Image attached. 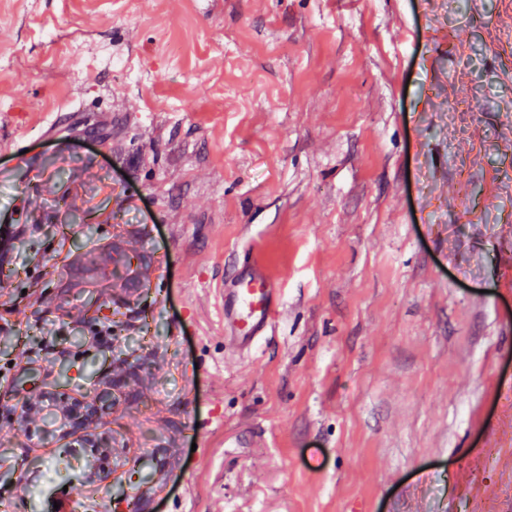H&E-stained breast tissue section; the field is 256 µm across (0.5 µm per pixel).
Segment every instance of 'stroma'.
I'll list each match as a JSON object with an SVG mask.
<instances>
[{"instance_id":"stroma-1","label":"stroma","mask_w":512,"mask_h":512,"mask_svg":"<svg viewBox=\"0 0 512 512\" xmlns=\"http://www.w3.org/2000/svg\"><path fill=\"white\" fill-rule=\"evenodd\" d=\"M0 224V512H512V0H0ZM222 288L224 341L240 353L252 354L281 320V288H275L260 266L227 274Z\"/></svg>"}]
</instances>
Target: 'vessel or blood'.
Returning a JSON list of instances; mask_svg holds the SVG:
<instances>
[{
	"mask_svg": "<svg viewBox=\"0 0 512 512\" xmlns=\"http://www.w3.org/2000/svg\"><path fill=\"white\" fill-rule=\"evenodd\" d=\"M220 298L224 339L245 354L273 333L282 316V292L258 266L226 275Z\"/></svg>",
	"mask_w": 512,
	"mask_h": 512,
	"instance_id": "obj_1",
	"label": "vessel or blood"
}]
</instances>
